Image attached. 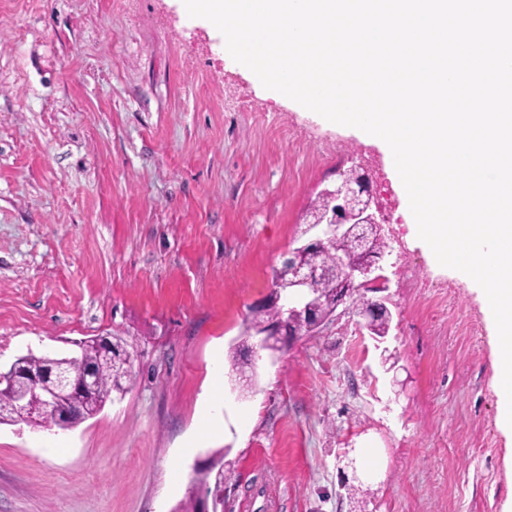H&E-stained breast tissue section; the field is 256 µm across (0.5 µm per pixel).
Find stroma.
Returning <instances> with one entry per match:
<instances>
[{"label":"stroma","mask_w":512,"mask_h":512,"mask_svg":"<svg viewBox=\"0 0 512 512\" xmlns=\"http://www.w3.org/2000/svg\"><path fill=\"white\" fill-rule=\"evenodd\" d=\"M362 159L387 336L335 318L231 381L309 204ZM108 334L131 389L71 430L0 425V512H172L219 449L224 512H512L484 302L411 237L390 160L176 0H0V365Z\"/></svg>","instance_id":"35a3bbf8"}]
</instances>
